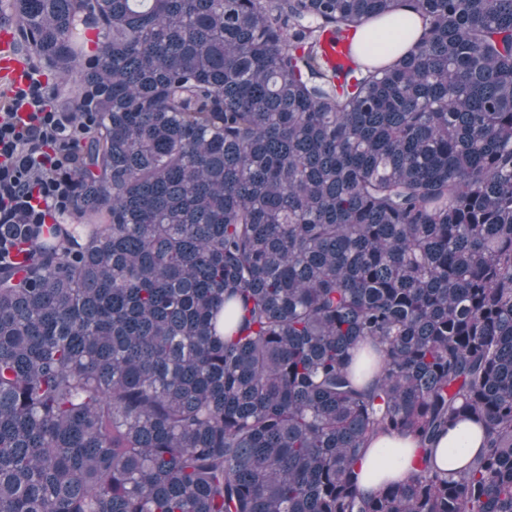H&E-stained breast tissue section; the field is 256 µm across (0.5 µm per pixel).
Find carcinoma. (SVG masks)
<instances>
[{
  "instance_id": "obj_1",
  "label": "carcinoma",
  "mask_w": 512,
  "mask_h": 512,
  "mask_svg": "<svg viewBox=\"0 0 512 512\" xmlns=\"http://www.w3.org/2000/svg\"><path fill=\"white\" fill-rule=\"evenodd\" d=\"M8 9L98 123L82 233L0 224V512H512V0ZM382 435L419 448L366 495ZM485 438L477 424L461 423L449 435H440L433 445V459L437 467L448 473L470 462L482 449Z\"/></svg>"
}]
</instances>
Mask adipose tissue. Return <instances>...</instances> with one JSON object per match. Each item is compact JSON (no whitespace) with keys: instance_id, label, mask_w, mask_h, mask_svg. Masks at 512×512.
<instances>
[{"instance_id":"obj_1","label":"adipose tissue","mask_w":512,"mask_h":512,"mask_svg":"<svg viewBox=\"0 0 512 512\" xmlns=\"http://www.w3.org/2000/svg\"><path fill=\"white\" fill-rule=\"evenodd\" d=\"M485 438L480 426L461 423L454 431L440 435L433 445L437 467L454 472L470 462L482 449ZM414 443L408 438L383 436L367 452L363 469V489L376 490L382 481L404 478L414 455Z\"/></svg>"}]
</instances>
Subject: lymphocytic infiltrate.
Returning a JSON list of instances; mask_svg holds the SVG:
<instances>
[{"mask_svg": "<svg viewBox=\"0 0 512 512\" xmlns=\"http://www.w3.org/2000/svg\"><path fill=\"white\" fill-rule=\"evenodd\" d=\"M54 92L38 70L0 113V224H42L70 212L76 194L81 139L92 113L75 124L56 110Z\"/></svg>", "mask_w": 512, "mask_h": 512, "instance_id": "obj_1", "label": "lymphocytic infiltrate"}]
</instances>
